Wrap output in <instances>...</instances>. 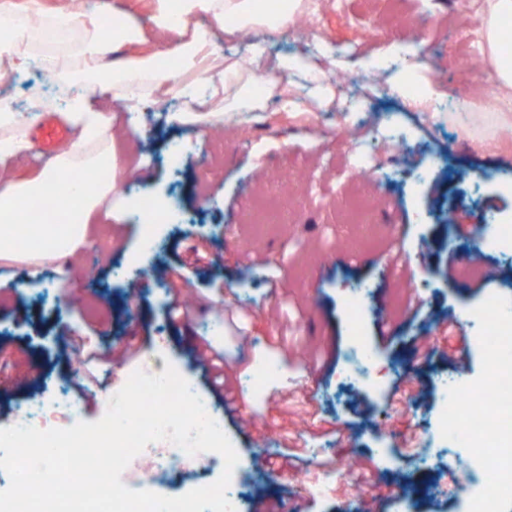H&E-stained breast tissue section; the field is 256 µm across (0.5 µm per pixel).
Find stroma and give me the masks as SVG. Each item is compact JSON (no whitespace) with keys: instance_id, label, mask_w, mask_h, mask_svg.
I'll return each mask as SVG.
<instances>
[{"instance_id":"stroma-1","label":"stroma","mask_w":512,"mask_h":512,"mask_svg":"<svg viewBox=\"0 0 512 512\" xmlns=\"http://www.w3.org/2000/svg\"><path fill=\"white\" fill-rule=\"evenodd\" d=\"M314 35H327L313 59L318 68L357 80L358 102L334 98L324 109L301 83L305 112H243L223 126H182L173 113L189 107L170 97L167 109L141 102L130 115L116 101L111 138L121 182L130 194L175 198L179 219L160 224L155 245H141L142 222L116 225L111 206L96 214L94 231L77 261L39 271L0 259V425L50 393L75 402L76 420H100L101 391L119 386L151 357H166L209 402L239 461L231 477L252 508L264 489L275 512H469L473 485L456 487L446 463L470 459L425 450L442 418L438 377L463 389L484 384L486 351L478 331L446 337L445 315L475 310L493 296L512 294V279L491 278L512 266V242L461 238L453 219L473 224L512 220V122L488 109L461 111L487 82L476 38H462L457 19L472 0H319ZM421 43L413 81L433 83L438 96L416 107L391 95L387 74L367 60L391 44ZM27 71L0 82L35 120L60 115L65 103L43 93ZM364 117V139L337 135ZM143 138H136V131ZM185 151L170 163L168 147ZM375 164L361 180L353 166ZM407 227L404 238L391 227ZM251 242L267 262L256 273L239 266ZM198 243L209 255L194 265ZM476 261L479 271L465 268ZM183 265L167 285L164 266ZM369 284V300L351 321L345 298ZM189 316L171 320L173 298ZM238 356L228 369L235 410L224 406L191 347L198 340ZM372 356L371 377L354 386L341 373L355 341ZM425 389L426 400L400 405L397 383ZM372 457L366 478L330 465L332 457ZM336 477L334 498L314 497L307 475Z\"/></svg>"}]
</instances>
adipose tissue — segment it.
Returning a JSON list of instances; mask_svg holds the SVG:
<instances>
[{
  "mask_svg": "<svg viewBox=\"0 0 512 512\" xmlns=\"http://www.w3.org/2000/svg\"><path fill=\"white\" fill-rule=\"evenodd\" d=\"M149 23L115 10L93 13L82 10L47 9L43 0H0V26L10 29L0 39V78L24 72L30 64L32 31L29 19L41 22L48 42L64 43L71 33L83 31L90 43L76 54L79 70L93 77L94 94L71 97L65 114L80 134L67 150L46 163L35 175L17 180L0 172V255L34 265L59 262L87 242L89 223L98 206L114 192L109 180L79 189L74 175L115 161L114 150L84 153L86 142H104L112 126L109 113L96 110L94 95H112L127 107L151 100L163 106L169 95L191 91L197 110L181 114L184 123L204 116L252 110L262 106L238 62L219 63L211 48L218 32L228 28L282 33L308 12L309 0H149ZM480 48L486 73L496 88L493 109L512 113V0H481ZM172 56L189 76L182 85L161 71L156 61Z\"/></svg>",
  "mask_w": 512,
  "mask_h": 512,
  "instance_id": "adipose-tissue-1",
  "label": "adipose tissue"
}]
</instances>
